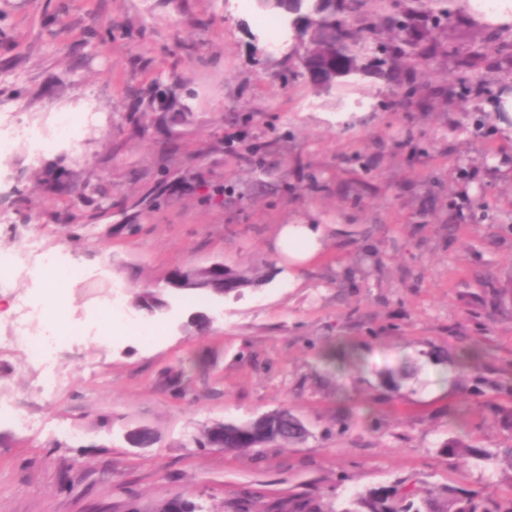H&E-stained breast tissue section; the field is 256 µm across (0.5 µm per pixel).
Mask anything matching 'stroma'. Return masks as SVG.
Here are the masks:
<instances>
[{
	"mask_svg": "<svg viewBox=\"0 0 512 512\" xmlns=\"http://www.w3.org/2000/svg\"><path fill=\"white\" fill-rule=\"evenodd\" d=\"M257 17L238 0H0V107L46 127L57 112L98 116L38 159L20 142L0 157V250L27 235L64 250L101 271L69 284L67 311L92 312L117 281L128 314L162 328L80 339L49 402L26 354L0 349V398L69 427L0 423V512H157L177 493L198 512H237L247 491L254 512L308 495L335 512L338 496L399 477L512 488L499 466L443 450L458 411L479 447L512 435L484 408L512 376V130L497 105L512 61L485 50L449 78L451 53L487 34L451 24L446 54L405 69L419 100L407 109L373 73L327 93L280 82ZM309 223L337 231L295 288L271 244L281 225ZM216 261L260 280L222 298L170 286ZM146 288L165 302L151 315L134 305ZM471 340L489 355L463 374ZM283 408L303 441L259 453L191 441ZM136 427L155 443L129 444Z\"/></svg>",
	"mask_w": 512,
	"mask_h": 512,
	"instance_id": "1",
	"label": "stroma"
}]
</instances>
